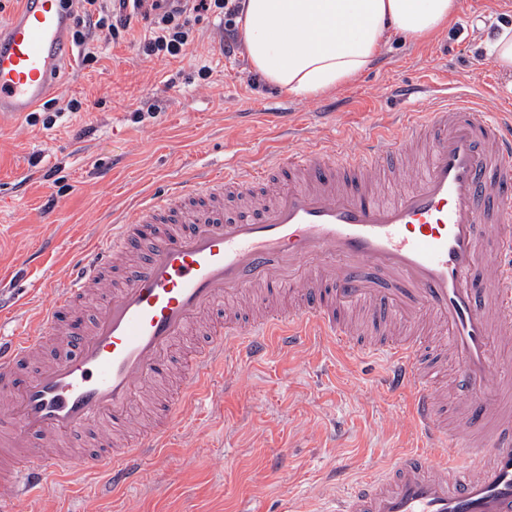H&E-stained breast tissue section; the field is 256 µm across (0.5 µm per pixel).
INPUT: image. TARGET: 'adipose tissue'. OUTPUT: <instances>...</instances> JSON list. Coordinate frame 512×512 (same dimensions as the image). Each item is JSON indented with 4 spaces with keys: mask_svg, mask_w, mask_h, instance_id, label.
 Here are the masks:
<instances>
[{
    "mask_svg": "<svg viewBox=\"0 0 512 512\" xmlns=\"http://www.w3.org/2000/svg\"><path fill=\"white\" fill-rule=\"evenodd\" d=\"M458 10L459 0H246L239 29L263 83L313 98L343 91L392 37L444 32Z\"/></svg>",
    "mask_w": 512,
    "mask_h": 512,
    "instance_id": "1",
    "label": "adipose tissue"
}]
</instances>
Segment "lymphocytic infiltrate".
I'll list each match as a JSON object with an SVG mask.
<instances>
[{"label":"lymphocytic infiltrate","instance_id":"1","mask_svg":"<svg viewBox=\"0 0 512 512\" xmlns=\"http://www.w3.org/2000/svg\"><path fill=\"white\" fill-rule=\"evenodd\" d=\"M73 42L83 49V64L97 62L100 36L127 39L137 33L139 46L149 57L179 58L194 42L191 16L216 15L224 19V46L238 44V18L243 0H75Z\"/></svg>","mask_w":512,"mask_h":512}]
</instances>
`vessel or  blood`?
<instances>
[{
	"instance_id": "b4317fda",
	"label": "vessel or blood",
	"mask_w": 512,
	"mask_h": 512,
	"mask_svg": "<svg viewBox=\"0 0 512 512\" xmlns=\"http://www.w3.org/2000/svg\"><path fill=\"white\" fill-rule=\"evenodd\" d=\"M72 25L62 0H21L0 22L1 121L47 99L74 52ZM418 94L422 105L374 126L357 152L317 136L302 153L171 180L114 217L107 249L54 287L38 331L0 337V512L65 467L138 483L228 355L256 363L316 338L383 359L425 446L325 496L319 512H512V433L489 427L512 374L491 351L492 336L512 334V113L444 85L404 97ZM381 178L399 189L383 196ZM291 284L296 306L251 317L228 307ZM91 298L97 311L77 319ZM362 307L375 335L344 320ZM196 326L204 337L156 398L155 425L127 439L145 385ZM433 330L459 366L465 436L431 385ZM91 429L94 448H69Z\"/></svg>"
}]
</instances>
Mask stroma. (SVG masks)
<instances>
[{
    "mask_svg": "<svg viewBox=\"0 0 512 512\" xmlns=\"http://www.w3.org/2000/svg\"><path fill=\"white\" fill-rule=\"evenodd\" d=\"M459 2L456 22L435 39L392 40L339 92L343 106L326 120L314 117L319 98L259 81L245 52L223 56L214 15L196 21L185 57L163 61L104 41L96 69L62 66L56 97L81 99L78 116L0 121V271L38 256L19 280L0 283V336L34 326L52 297L47 282H67L72 259L104 245L105 220L148 188L201 168L255 165L279 145L304 150V140L278 139L269 107L315 119L321 134L352 149L393 111L395 81L445 82L512 106V87L488 53L496 27L512 23V0ZM203 67L209 79L199 77ZM380 371L326 342L255 364L229 358L210 377L212 399L186 412L139 485L113 493L68 470L18 512H310L315 498L337 491L334 471L361 479L422 448L406 396L381 386Z\"/></svg>",
    "mask_w": 512,
    "mask_h": 512,
    "instance_id": "35a3bbf8",
    "label": "stroma"
}]
</instances>
